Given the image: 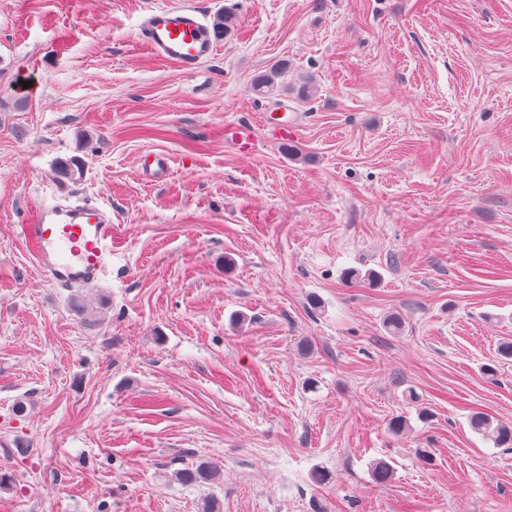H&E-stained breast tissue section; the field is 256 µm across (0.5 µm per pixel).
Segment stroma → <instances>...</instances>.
I'll return each instance as SVG.
<instances>
[{"label": "stroma", "mask_w": 512, "mask_h": 512, "mask_svg": "<svg viewBox=\"0 0 512 512\" xmlns=\"http://www.w3.org/2000/svg\"><path fill=\"white\" fill-rule=\"evenodd\" d=\"M165 2L0 0V512H512L469 424H512V0H197L234 23L191 76L138 35ZM65 188L101 283L21 233ZM23 225L37 265L55 285L91 284L112 266V216L89 199L60 195Z\"/></svg>", "instance_id": "stroma-1"}]
</instances>
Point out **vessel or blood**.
Instances as JSON below:
<instances>
[{
	"label": "vessel or blood",
	"mask_w": 512,
	"mask_h": 512,
	"mask_svg": "<svg viewBox=\"0 0 512 512\" xmlns=\"http://www.w3.org/2000/svg\"><path fill=\"white\" fill-rule=\"evenodd\" d=\"M140 37L186 76L195 74L218 48L203 12L191 0L151 8L140 25ZM23 231L37 252L38 267L53 284H90L112 265V218L89 199L60 195L38 210Z\"/></svg>",
	"instance_id": "b4317fda"
}]
</instances>
